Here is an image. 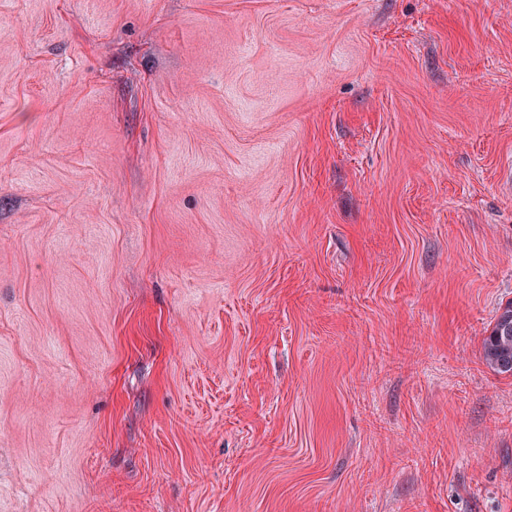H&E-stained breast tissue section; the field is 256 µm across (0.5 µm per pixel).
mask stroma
Here are the masks:
<instances>
[{"label":"stroma","instance_id":"obj_1","mask_svg":"<svg viewBox=\"0 0 512 512\" xmlns=\"http://www.w3.org/2000/svg\"><path fill=\"white\" fill-rule=\"evenodd\" d=\"M512 0H0V512H512ZM483 361L498 374L512 376V300L501 304L482 341Z\"/></svg>","mask_w":512,"mask_h":512}]
</instances>
